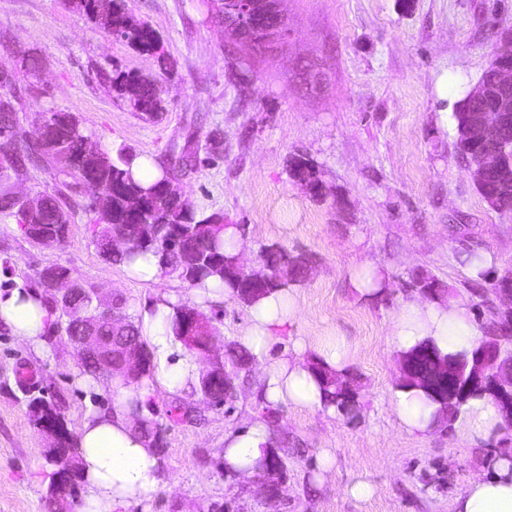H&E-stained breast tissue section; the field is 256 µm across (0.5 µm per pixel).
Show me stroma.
I'll return each mask as SVG.
<instances>
[{"mask_svg": "<svg viewBox=\"0 0 512 512\" xmlns=\"http://www.w3.org/2000/svg\"><path fill=\"white\" fill-rule=\"evenodd\" d=\"M130 14L159 37L166 63L93 25L67 0H0V69L25 94L18 110L27 136L47 112H75L99 147L127 148L155 167L169 162L188 132L219 131L222 154H201L183 174V197L196 212L220 213L242 225L244 268L259 272L263 246L277 244L307 260L293 294L297 318L280 341L240 371L236 394L222 408L201 407L191 422L170 420L179 400L165 386L152 399L164 427L163 479L149 499L117 512H450L452 499L512 444L497 430L485 439L439 427L426 436L399 427L397 352L392 315L415 297V274L436 276L451 298L480 320L479 295L466 286L463 253H489L493 271H512V212L492 209L477 191L469 162L456 149L453 117L488 67L499 25L512 24V0H278L287 35L272 53L230 43L201 0H126ZM46 59L30 82L19 54ZM120 69L159 80L164 111L152 120L113 92ZM311 160L328 188L311 197L289 177V158ZM91 195L71 199L64 246L27 240L0 214V268L29 280L62 265L99 297L121 295L139 318L144 301L177 293L210 317L217 339L236 344L250 310L233 297L195 301L171 276L144 282L104 259L95 243ZM370 263L388 280L383 295L359 297L348 276ZM302 340L307 354L346 340L347 373L360 410L348 418L291 402L273 406L271 426L286 478L278 499L253 476L224 468V432L261 420L262 367ZM36 373L29 389L20 374ZM80 361L65 335L36 354L0 325V512H49L45 441L34 427L30 397H62L70 430L85 414L110 409L109 380L79 385ZM333 466L320 473L322 453ZM373 487L364 501L346 494L355 479Z\"/></svg>", "mask_w": 512, "mask_h": 512, "instance_id": "35a3bbf8", "label": "stroma"}]
</instances>
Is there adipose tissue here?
Returning a JSON list of instances; mask_svg holds the SVG:
<instances>
[{
	"label": "adipose tissue",
	"mask_w": 512,
	"mask_h": 512,
	"mask_svg": "<svg viewBox=\"0 0 512 512\" xmlns=\"http://www.w3.org/2000/svg\"><path fill=\"white\" fill-rule=\"evenodd\" d=\"M181 303L172 293L160 294L141 311L142 332L148 336L157 368L152 378L138 385L113 378L118 395L108 412L85 416L78 432L83 481L86 494L78 512H114L129 500L149 498L159 486V459L155 448L136 430L132 402H140L142 417H150L147 406L156 383L173 392H185L197 379L200 365L195 354L176 341L170 319ZM249 325L238 338L240 346L260 354L290 323L295 310L287 290L268 294L251 308ZM54 317L43 305L40 294L23 282L0 289V324L19 341L42 349L44 336ZM392 343L405 353L418 343L432 341L442 353H455L478 347L484 332L470 321L462 301L424 302L413 298L404 302L390 326ZM302 344H295L291 356L263 369V397L266 402L290 401L308 408H322V393L303 356ZM397 412L402 430L425 435L435 429V407L415 389H397ZM502 417L494 400L481 397L468 400L455 425L472 437H483L497 429ZM271 426L257 421L224 435V465L232 472L252 474L264 449L276 447ZM452 512H512V457L495 456L487 473L472 479L452 501Z\"/></svg>",
	"instance_id": "1"
}]
</instances>
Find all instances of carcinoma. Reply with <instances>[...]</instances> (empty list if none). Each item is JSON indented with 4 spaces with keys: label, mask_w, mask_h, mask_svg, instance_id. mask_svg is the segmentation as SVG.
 Here are the masks:
<instances>
[{
    "label": "carcinoma",
    "mask_w": 512,
    "mask_h": 512,
    "mask_svg": "<svg viewBox=\"0 0 512 512\" xmlns=\"http://www.w3.org/2000/svg\"><path fill=\"white\" fill-rule=\"evenodd\" d=\"M69 4L99 28L144 51L158 54V60L166 62V57L159 53L156 33L148 24L130 15L125 0H111L106 8L99 7L98 0H69ZM21 63L32 79L37 78L44 65L42 57L31 51L23 52ZM110 82L113 91L128 99L134 111L154 117L163 110L160 89L154 79L117 70ZM0 88L3 89L0 94V213L14 217L28 240L40 234L62 236L70 230L69 197L65 191L82 186V180L89 177L100 188L99 196L89 203V208L96 214V224L100 226L95 243L104 258L113 264L128 265L136 257L150 253L158 259L161 272L194 286L208 280L215 282L218 288L227 285L233 296L247 307L274 290L288 289L303 281L305 260L299 256L291 257L281 248L268 246L261 252L262 257L276 271L288 264V276L274 277L265 288L251 294L239 292V281L232 270L236 255L224 250V216L198 214L181 203L179 173L196 166L200 146L197 134H188L177 157L161 168V177L145 185L133 174L135 155L124 148L114 156L98 149L75 112H48V137L36 146L31 145L18 122L15 103L19 98L11 91V81H0ZM41 159L50 164L53 179L60 188L43 195L37 209L28 210L13 197L11 174L23 170L26 163ZM315 170L314 164L299 155L289 160L288 175L298 182L311 179ZM485 191L498 197L499 211L512 210V186L503 188L490 176ZM124 224L142 225L143 242L121 251H109L108 239ZM67 274L69 271L64 266H48L36 272L34 282L28 287L41 290L44 302L56 313L63 306L49 293L48 276ZM494 282L495 278L487 272L472 282V289L484 297L481 328L492 342L509 346L512 345V321L503 318L490 300ZM411 285L416 289L428 288L435 296L445 292L440 281L431 275H419ZM100 331L104 336L134 340L140 346L144 344L140 325L124 315L116 329L102 325ZM406 356L418 359L419 372L424 379L444 361L461 366L472 364L473 352L463 350L444 355L435 345L421 343L406 352ZM310 368L318 378L324 405L333 406L346 416L357 412L356 388L351 387L345 393L339 391L336 386L339 374L319 359L310 364ZM404 386L421 390L427 400L438 405L440 414L445 408L455 406V401L439 398L422 383L407 381ZM134 424L146 439L158 435L159 422L154 418L137 417ZM66 447L75 467L62 482L49 489L50 497L57 493L68 498L83 481L77 437L67 435Z\"/></svg>",
    "instance_id": "cac0c4a2"
}]
</instances>
